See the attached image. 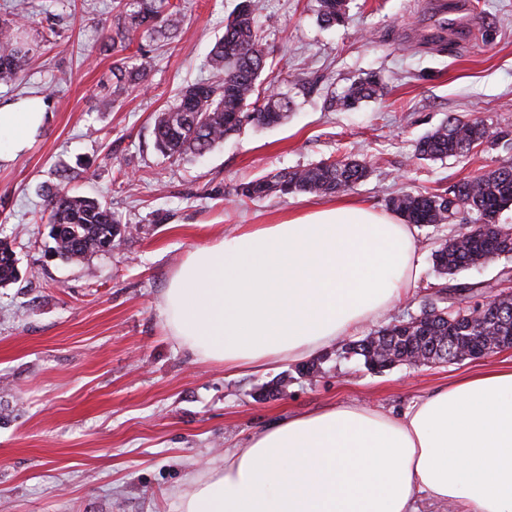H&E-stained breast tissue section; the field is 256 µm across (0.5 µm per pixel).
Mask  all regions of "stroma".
<instances>
[{"label":"stroma","instance_id":"obj_1","mask_svg":"<svg viewBox=\"0 0 512 512\" xmlns=\"http://www.w3.org/2000/svg\"><path fill=\"white\" fill-rule=\"evenodd\" d=\"M26 3L33 52L24 81L0 85V105L41 95L50 115L25 154L0 164V239L20 270L0 287V512H177V490L278 419L354 400L396 414L460 376L512 365L511 348L374 373L331 346L312 380L288 361L234 375L180 348L158 308L191 251L240 225L322 205L313 195L234 201L263 174L347 153L372 167L349 199L381 210L398 189L445 190L512 156L506 141L463 162L414 156L416 141L448 118L512 122V0H348L346 23L333 27L317 22L315 0H263L265 71L287 80L291 117L246 125L204 157L177 162L155 150L154 120L180 88L207 78L238 0H181L176 38L133 43L146 77L118 94L112 55L100 49L113 0ZM372 73L382 98L340 109L336 98ZM111 94L117 101L103 110ZM65 169L70 192L106 201L134 229L79 263L51 256L39 221ZM460 227H418L416 288L385 323L418 312L440 282L478 286L487 300L483 285L512 268V255L444 279L433 268L434 247ZM272 382L281 393L260 398Z\"/></svg>","mask_w":512,"mask_h":512}]
</instances>
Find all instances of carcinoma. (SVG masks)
<instances>
[{"label":"carcinoma","instance_id":"cac0c4a2","mask_svg":"<svg viewBox=\"0 0 512 512\" xmlns=\"http://www.w3.org/2000/svg\"><path fill=\"white\" fill-rule=\"evenodd\" d=\"M317 20L326 27L342 25L347 19V0H316ZM260 0H241L224 19V34L210 50L208 78L180 90L175 102L155 118L154 146L170 158L203 156L225 138L237 133L243 124L279 125L288 119L294 100L281 90L276 79H261L266 67L259 25ZM25 4L14 5L12 17L0 20V84L9 86L25 78V63L31 48L20 35ZM105 50L112 51V74L121 85H137L145 78V66L124 55L137 38L170 41L181 22L180 7L170 0H116ZM382 80L376 74L353 82L340 98L346 109L380 96ZM506 130L483 118L462 121L455 117L423 136L416 144V155L425 160L465 158L478 146L493 147ZM370 174L365 161L338 159L313 166L283 169L258 177L237 189V195L250 200L274 193L329 196L352 190ZM466 202L474 215L453 238L440 243L433 252V264L440 276H453L469 267L483 264L488 255L512 241V226L501 224L498 215L512 206V156L484 173L464 177L444 191H400L391 195L387 207L408 224H446L456 213L453 199ZM45 223L56 230L54 251L60 257L79 261L112 243L114 229L121 221L98 199L70 193L60 188L50 194ZM18 279L14 252L0 240V287ZM454 305L447 288L435 292L419 313L396 319L368 335L351 340L337 350L343 358L357 357L371 371L384 372L397 360L409 361L421 355L434 363L460 359L465 344L454 338L443 317ZM480 304L454 310L463 314L470 342L478 346L490 336H512V302L495 305L496 320L488 321L479 312ZM421 320L410 332L403 322Z\"/></svg>","mask_w":512,"mask_h":512}]
</instances>
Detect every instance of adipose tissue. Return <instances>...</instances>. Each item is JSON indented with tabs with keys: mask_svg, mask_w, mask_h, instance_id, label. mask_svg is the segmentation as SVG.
I'll return each mask as SVG.
<instances>
[{
	"mask_svg": "<svg viewBox=\"0 0 512 512\" xmlns=\"http://www.w3.org/2000/svg\"><path fill=\"white\" fill-rule=\"evenodd\" d=\"M42 98L0 106V164L47 121ZM416 227L339 200L248 224L190 252L159 310L200 360L257 373L302 363L382 318L418 279ZM512 512V366L437 387L400 413L339 403L291 415L178 491L179 512Z\"/></svg>",
	"mask_w": 512,
	"mask_h": 512,
	"instance_id": "obj_1",
	"label": "adipose tissue"
}]
</instances>
